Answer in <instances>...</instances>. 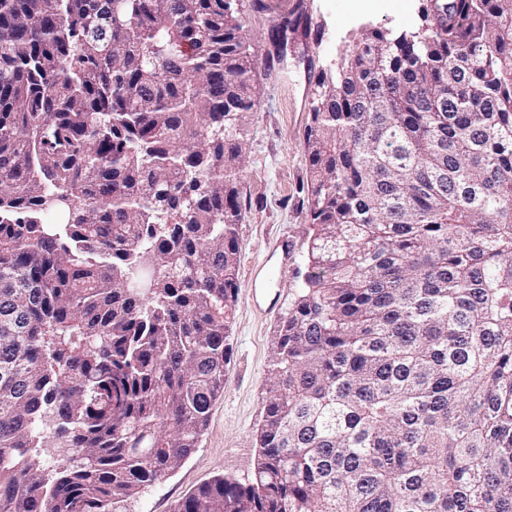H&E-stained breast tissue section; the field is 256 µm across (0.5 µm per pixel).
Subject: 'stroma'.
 I'll return each mask as SVG.
<instances>
[{"instance_id":"1","label":"stroma","mask_w":512,"mask_h":512,"mask_svg":"<svg viewBox=\"0 0 512 512\" xmlns=\"http://www.w3.org/2000/svg\"><path fill=\"white\" fill-rule=\"evenodd\" d=\"M422 0H237L239 17L256 61L261 108L241 138L247 153L236 187L242 203L237 224L240 262L224 392L212 404L196 452L158 484L142 487L123 512H171L203 483L225 476L249 484L264 421L272 346L306 266L309 233L305 138L311 89L324 69L374 28L410 31L420 23ZM299 7L322 27L320 40L289 34L276 54L269 30ZM293 241L285 271L269 261L277 241Z\"/></svg>"}]
</instances>
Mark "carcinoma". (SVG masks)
<instances>
[{"instance_id": "cac0c4a2", "label": "carcinoma", "mask_w": 512, "mask_h": 512, "mask_svg": "<svg viewBox=\"0 0 512 512\" xmlns=\"http://www.w3.org/2000/svg\"><path fill=\"white\" fill-rule=\"evenodd\" d=\"M421 21L317 77L254 478L172 512H512V0ZM255 72L232 0H0V512H119L198 447Z\"/></svg>"}]
</instances>
